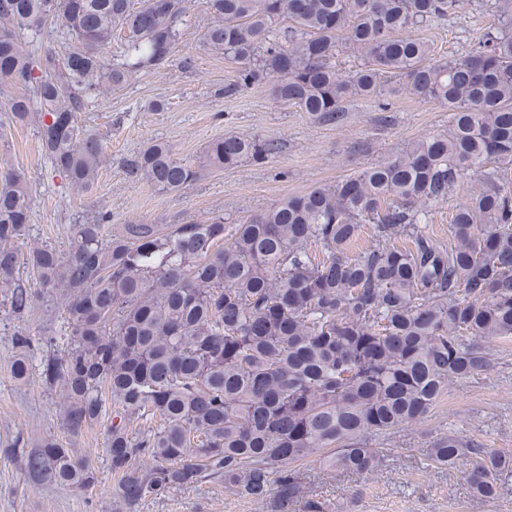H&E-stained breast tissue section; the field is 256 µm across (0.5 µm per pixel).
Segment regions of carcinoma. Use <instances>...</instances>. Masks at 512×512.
Returning a JSON list of instances; mask_svg holds the SVG:
<instances>
[{
  "instance_id": "1",
  "label": "carcinoma",
  "mask_w": 512,
  "mask_h": 512,
  "mask_svg": "<svg viewBox=\"0 0 512 512\" xmlns=\"http://www.w3.org/2000/svg\"><path fill=\"white\" fill-rule=\"evenodd\" d=\"M462 1L493 23L466 55L436 60L418 31ZM149 2L0 0V97L77 194L104 157L81 112L168 63L190 27L188 0ZM207 4L203 46L234 64L220 95L273 76L277 102L332 124L359 102L388 111L385 97L401 89L448 108V131L254 214L228 239L222 214L114 233L102 211L74 219L66 252L30 246L26 175L1 168L0 303L20 317L38 302L65 315V347L37 364L39 339L13 333L11 372L25 381L37 370L73 435L107 418L112 512L206 478L263 512H328L295 463L326 450L328 469L376 472V439L421 420L448 382L487 367L492 339L512 336V0ZM55 23L64 51L35 54ZM339 52L361 65L340 72ZM277 150L227 135L192 165L156 140L125 168L177 193ZM475 175L444 248L425 231L428 207ZM363 224L373 245L350 258ZM465 454L473 498H495L511 457L448 434L424 458L451 467ZM24 468L42 484L98 485L88 459L53 439L27 451Z\"/></svg>"
}]
</instances>
